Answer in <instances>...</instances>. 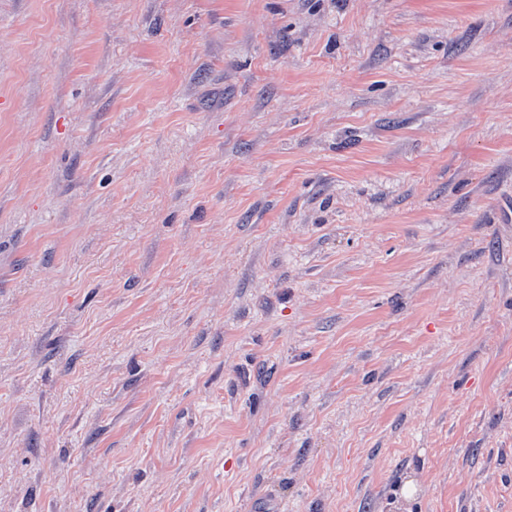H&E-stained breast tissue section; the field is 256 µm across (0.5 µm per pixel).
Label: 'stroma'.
Wrapping results in <instances>:
<instances>
[{"label": "stroma", "mask_w": 512, "mask_h": 512, "mask_svg": "<svg viewBox=\"0 0 512 512\" xmlns=\"http://www.w3.org/2000/svg\"><path fill=\"white\" fill-rule=\"evenodd\" d=\"M0 512H512V0H0Z\"/></svg>", "instance_id": "35a3bbf8"}]
</instances>
